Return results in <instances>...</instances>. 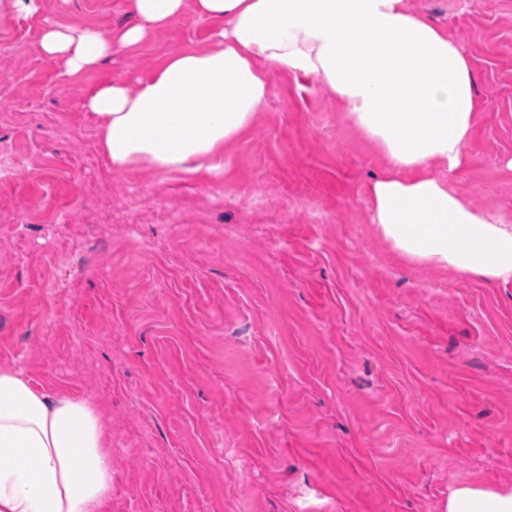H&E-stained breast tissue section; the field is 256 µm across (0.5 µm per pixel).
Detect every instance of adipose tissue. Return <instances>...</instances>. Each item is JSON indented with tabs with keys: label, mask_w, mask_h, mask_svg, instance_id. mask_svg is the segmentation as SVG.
Returning a JSON list of instances; mask_svg holds the SVG:
<instances>
[{
	"label": "adipose tissue",
	"mask_w": 512,
	"mask_h": 512,
	"mask_svg": "<svg viewBox=\"0 0 512 512\" xmlns=\"http://www.w3.org/2000/svg\"><path fill=\"white\" fill-rule=\"evenodd\" d=\"M189 4L214 22L211 48L171 54L137 87L107 80L85 95L111 169L216 170L257 120L272 73L311 77L385 156L366 188L383 241L413 264L512 281V224L452 186L473 162L475 69L446 28L404 0H130L134 25L108 35L49 27L41 46L75 77L113 47L137 48ZM111 494L95 406L0 369V512H104ZM446 512H512V490L462 485Z\"/></svg>",
	"instance_id": "adipose-tissue-1"
}]
</instances>
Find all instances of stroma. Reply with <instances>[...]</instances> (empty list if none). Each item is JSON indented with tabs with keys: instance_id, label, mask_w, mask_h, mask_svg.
<instances>
[{
	"instance_id": "stroma-1",
	"label": "stroma",
	"mask_w": 512,
	"mask_h": 512,
	"mask_svg": "<svg viewBox=\"0 0 512 512\" xmlns=\"http://www.w3.org/2000/svg\"><path fill=\"white\" fill-rule=\"evenodd\" d=\"M407 5L479 76L455 188L512 224V0ZM134 21L128 0H0V148L23 162L0 181V368L102 407L108 512H446L458 486L511 488L512 282L382 241L385 159L311 78L272 75L216 174L112 170L86 89L206 50L214 23L186 7L77 78L40 40Z\"/></svg>"
}]
</instances>
